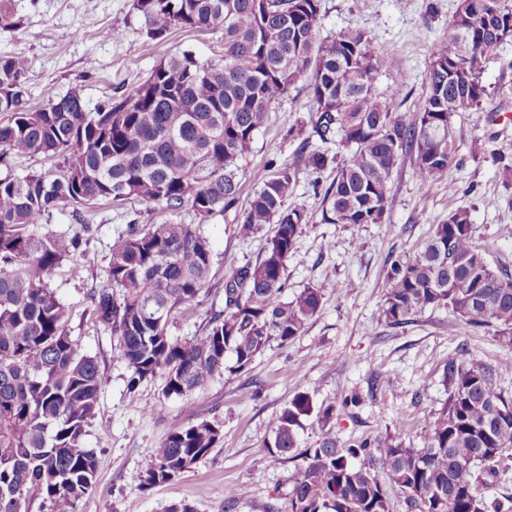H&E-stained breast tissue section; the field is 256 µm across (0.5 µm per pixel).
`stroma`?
<instances>
[{
  "instance_id": "stroma-1",
  "label": "stroma",
  "mask_w": 512,
  "mask_h": 512,
  "mask_svg": "<svg viewBox=\"0 0 512 512\" xmlns=\"http://www.w3.org/2000/svg\"><path fill=\"white\" fill-rule=\"evenodd\" d=\"M460 0H322L320 37L346 27L363 29L374 47L397 57V69L380 73L381 95H396L403 109H415L425 94L430 47L448 33ZM23 17L22 31L0 30V54L18 53L29 62L28 95L33 105L78 89L88 108L142 81L171 54L190 50L199 56L218 52L205 31H178L163 43L144 42L132 0H14ZM119 28L120 40L103 38ZM484 83L491 93L486 112H464L454 119L457 155L438 180L424 186L410 161L394 171L387 210L379 224H326L321 200L332 173L303 170L290 199L304 207L307 224L287 263V291L294 294L323 282L344 281L342 295H327L304 335L290 344H271L249 371L216 379L190 399H163L162 378L129 389L131 369L119 356L109 331L93 322L90 289L107 281L108 246L129 222L156 224L170 213L143 204L118 208L99 204L86 255L57 267L50 285L67 307L69 329L81 353L96 357L102 376L95 418L84 445L98 461L93 487L74 512H167L187 502L194 512H288L292 480L300 463L271 457L273 416L297 394L308 393L315 405L359 395L360 407L336 417L332 430L343 445L370 435L390 434L419 447L447 393L442 369L449 357L475 359L496 366V384L512 394V354L492 334L473 331L448 310H426L408 326L379 323V306L388 287L393 260L414 257L432 225L450 211L468 209L476 243L494 268L512 271V185L502 182L495 166L470 155L474 142L512 158V40L490 61ZM311 100L306 89L280 98L264 128L254 138L247 175L237 202L224 214L203 222L214 254L207 293L192 310H178L169 322L171 336L201 335L212 313L224 308V274L254 262L269 236H242L239 227L256 184L255 172L289 163L304 144L291 127L306 123ZM196 420L216 422L223 435L218 447L171 481L145 485L146 469L157 448L175 428ZM246 498L232 500L238 486Z\"/></svg>"
}]
</instances>
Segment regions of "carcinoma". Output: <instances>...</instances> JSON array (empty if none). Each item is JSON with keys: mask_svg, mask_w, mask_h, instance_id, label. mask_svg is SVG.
I'll return each instance as SVG.
<instances>
[{"mask_svg": "<svg viewBox=\"0 0 512 512\" xmlns=\"http://www.w3.org/2000/svg\"><path fill=\"white\" fill-rule=\"evenodd\" d=\"M473 13L460 3L448 40L433 44L422 104L399 111L396 98L375 89L396 58L348 27L319 38L321 0H133L144 41L162 43L177 30L217 37L220 53H175L139 84L89 110L76 91L39 107L27 100L28 59L0 55V163L42 155L47 170L0 177V512H70L92 488L97 459L84 447L96 416L102 377L98 361L79 351L67 309L48 280L64 261L83 256L90 211L107 201L139 202L190 213L199 221L236 201L243 162L275 102L297 84L312 101L311 133L348 151L336 157L302 149L273 174L257 176L240 234L276 225L255 262L225 274L224 310L190 339L168 334L172 313L192 305L213 269L209 240L197 224H129L109 245L107 284L88 293L95 321L117 341L132 369L133 390L160 375L162 397H186L226 374L250 369L271 343L302 336L329 292L344 282L285 295L286 269L303 224L304 208L288 204L302 169L336 174L322 197L327 224H379L391 177L408 158L423 185L455 159L454 117L481 112L489 93L485 63L512 39V0H480ZM23 21L12 0H0V30ZM465 55L458 54L459 48ZM490 155L504 183L512 160ZM72 208L79 229L38 237L28 228ZM380 320L404 327L428 309L446 308L465 325L512 345V273L493 268L474 239L466 209L432 225L423 250L393 261ZM485 363L448 358V391L420 448L396 438H367L345 447L331 431L316 448L298 452L302 421L322 426L336 405L315 407L307 393L293 397L271 421L268 452L302 456L290 512H512V494L484 495L512 458V396L495 384ZM222 440L202 420L172 431L146 472L148 485L174 479ZM398 497H393V494Z\"/></svg>", "mask_w": 512, "mask_h": 512, "instance_id": "carcinoma-1", "label": "carcinoma"}]
</instances>
